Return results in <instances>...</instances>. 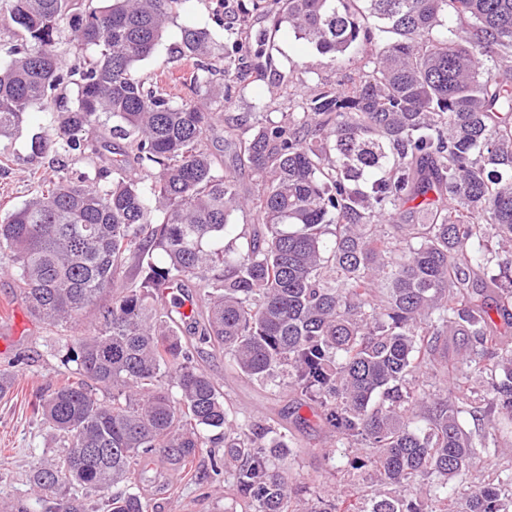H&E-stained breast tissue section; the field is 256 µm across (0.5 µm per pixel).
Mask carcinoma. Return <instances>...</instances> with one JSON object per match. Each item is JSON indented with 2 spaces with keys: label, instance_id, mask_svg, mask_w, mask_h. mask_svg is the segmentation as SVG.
Wrapping results in <instances>:
<instances>
[{
  "label": "carcinoma",
  "instance_id": "cac0c4a2",
  "mask_svg": "<svg viewBox=\"0 0 512 512\" xmlns=\"http://www.w3.org/2000/svg\"><path fill=\"white\" fill-rule=\"evenodd\" d=\"M109 2L0 0V137L37 106L44 153H95L107 125L113 139L111 167L44 182L0 220L23 299L75 375L32 403L62 455L34 461L36 498L5 512H89L92 496L102 512H149L143 465L162 455L188 476L206 448L245 512H507L512 464L477 484L453 480L499 454L496 421L512 422V342L501 332L512 328V0H249L239 52L263 57L245 17L276 5L295 33L337 61L354 49L358 64L344 87L299 95L288 119L254 122L239 141L258 177L248 195L204 146L243 78L239 58L184 27L196 89L176 102L133 65L184 0ZM64 33L95 54L68 63ZM68 87L71 107L58 96ZM239 211L258 226L238 229ZM131 257L140 279L108 298ZM189 279L204 301L180 314L193 343L156 303L163 285ZM450 336L468 345L451 366L441 356ZM202 344L314 402L336 443L370 449L353 469L390 491L311 505L273 465L285 436L233 417L197 365ZM430 372L452 376L441 397L420 381ZM418 408L423 430L411 426ZM461 413L489 428L468 436ZM216 430L221 456L207 435Z\"/></svg>",
  "mask_w": 512,
  "mask_h": 512
}]
</instances>
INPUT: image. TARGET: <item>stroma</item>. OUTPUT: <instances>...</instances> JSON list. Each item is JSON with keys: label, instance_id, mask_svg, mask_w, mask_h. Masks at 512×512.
<instances>
[{"label": "stroma", "instance_id": "35a3bbf8", "mask_svg": "<svg viewBox=\"0 0 512 512\" xmlns=\"http://www.w3.org/2000/svg\"><path fill=\"white\" fill-rule=\"evenodd\" d=\"M223 12L224 0H185L153 55L135 63V76L150 82L160 73H172L175 81L169 84V92L189 96L194 76L192 67L181 56V30L188 25L205 28L216 42H224L226 33L215 22ZM248 22L252 31L273 33V65L263 77L247 83L234 105L225 109L223 120L204 138L208 150L222 160L225 171L236 173L245 191L257 183L256 176L241 167L236 157L245 122L258 114L280 120L282 113L295 109L293 90L316 93L324 85L346 81L354 68L346 57L331 63L328 55L299 38L288 24L279 22L275 12L254 13ZM45 126L44 114L34 108L10 137L0 139V218L33 196L37 176L64 177L75 182L84 177L95 178L98 169L111 165L112 154L105 150L96 155L37 153L35 141ZM52 335L50 326L28 312L15 285L11 257L0 252V370L11 368L14 375L11 392L0 398L2 503L27 494L31 462L53 458L57 450L53 431L32 410L35 397L62 377L58 346ZM198 363L220 384L224 402L234 414L287 431L292 452L280 459L278 466L295 485L307 487L310 497L338 492L346 484L361 494H369L370 487L363 476L328 474L325 452H334L337 466L344 468L354 451L337 447L317 406L295 395H272L259 382L231 368L222 354L211 350H204ZM197 469V479L175 482L170 495L151 497L154 512H240L237 499L224 487L223 477H211L208 457L200 458Z\"/></svg>", "mask_w": 512, "mask_h": 512}]
</instances>
